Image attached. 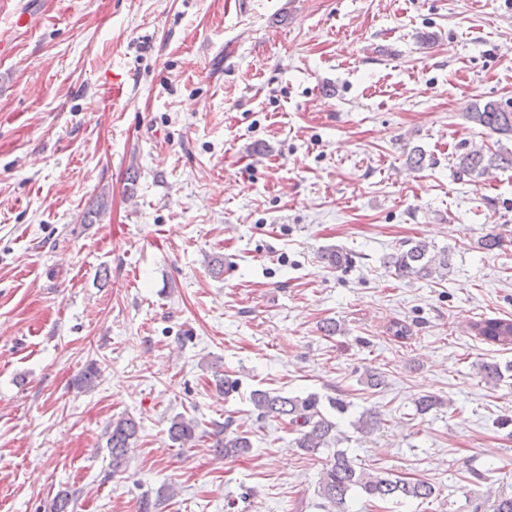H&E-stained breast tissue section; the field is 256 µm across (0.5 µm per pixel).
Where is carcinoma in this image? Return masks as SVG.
I'll return each instance as SVG.
<instances>
[{"label": "carcinoma", "instance_id": "cac0c4a2", "mask_svg": "<svg viewBox=\"0 0 512 512\" xmlns=\"http://www.w3.org/2000/svg\"><path fill=\"white\" fill-rule=\"evenodd\" d=\"M466 117L490 133L512 137V111L506 112L495 101L473 104ZM457 174L470 179H479L495 170L512 168V151L484 152L468 150L457 156ZM323 260L331 267L340 268L352 262L348 253L339 249L324 252ZM450 255L448 250L435 251L422 240H408L386 261L400 276L420 279H443L448 276ZM474 335L483 341L502 347L512 348V317L481 318L470 323ZM512 370V364H500L496 360L484 361L479 365L483 378L496 383L504 372ZM99 377L97 364L87 365L77 379L79 387H95ZM250 402L259 420L283 421L296 435V447L314 455L322 448H329L339 442L336 437V423L320 410V399L311 393L305 397L282 395L269 390L255 389ZM380 415L368 411L355 424L358 432L368 435L379 426ZM199 422L191 416H174L168 427L169 439L186 445L199 439ZM139 433V423L132 417H120L107 428L106 448L109 453V467L112 474L122 473L127 468L128 454ZM212 448L219 458H235L252 448L250 432L233 428V421L212 432ZM360 490L369 499L402 503L432 498L434 486L421 479H407L387 471L370 473L357 466L343 450H336L327 457L318 483V495L322 499L323 512H346L349 493Z\"/></svg>", "mask_w": 512, "mask_h": 512}]
</instances>
